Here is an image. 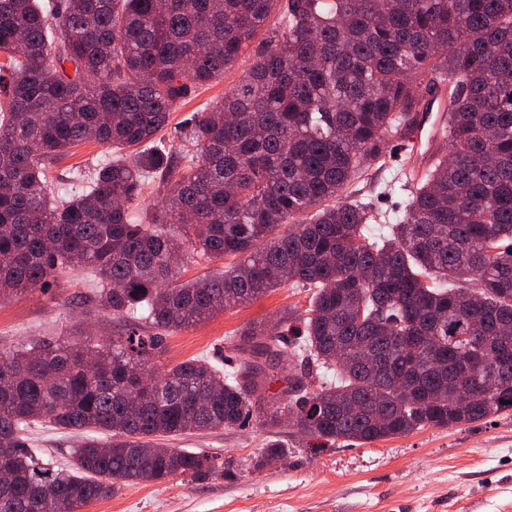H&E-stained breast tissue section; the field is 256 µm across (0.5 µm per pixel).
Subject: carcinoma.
I'll return each instance as SVG.
<instances>
[{"label": "carcinoma", "mask_w": 512, "mask_h": 512, "mask_svg": "<svg viewBox=\"0 0 512 512\" xmlns=\"http://www.w3.org/2000/svg\"><path fill=\"white\" fill-rule=\"evenodd\" d=\"M279 29L224 99L189 113L184 148L158 134L224 76L271 15ZM0 297L87 268L120 333L0 352V512H76L139 482L217 472L157 442L245 424L265 379L305 436L360 445L512 409V0H0ZM448 86V143L388 235L343 193L405 137L432 83ZM88 140L128 156L52 194L48 162ZM165 206L136 217L144 186ZM288 230L278 232L284 225ZM186 246L235 266L181 281ZM473 281L476 288L466 287ZM313 289L305 314L253 321L222 370H152L162 337L276 288ZM469 393L460 399L450 380ZM84 433L70 466L23 432ZM112 433L108 443L92 436ZM270 442L253 467H276Z\"/></svg>", "instance_id": "obj_1"}]
</instances>
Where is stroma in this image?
<instances>
[{
	"instance_id": "obj_1",
	"label": "stroma",
	"mask_w": 512,
	"mask_h": 512,
	"mask_svg": "<svg viewBox=\"0 0 512 512\" xmlns=\"http://www.w3.org/2000/svg\"><path fill=\"white\" fill-rule=\"evenodd\" d=\"M254 57V48H246L223 79L204 86L171 113L163 141L177 145L175 133L184 117L203 104L220 102ZM389 151L387 169L369 170L347 190L350 200L371 204L383 215L398 213L406 198L401 191H380L381 184L403 179L404 154L394 143ZM112 156L110 148L92 140L72 148L51 166L53 191L64 192L76 172ZM92 288L81 272L67 271L52 275L44 290L0 300V351L34 337L116 334L117 320L97 314L89 303ZM310 299V289L286 286L166 334L152 366L161 372L190 358L223 365L234 356L226 342L233 332L252 321L278 318L286 308L305 311ZM284 388L279 379L267 383L258 395L262 412L243 427L173 440V447L212 456L218 473L200 480L176 474L160 483L127 485L81 512H512V410L471 424L428 427L367 445L339 441L314 450L295 428L267 422L265 409L285 401ZM25 435L54 467L68 465L78 444L76 434L45 423L33 424ZM271 441L287 448V461L252 470L251 461Z\"/></svg>"
}]
</instances>
